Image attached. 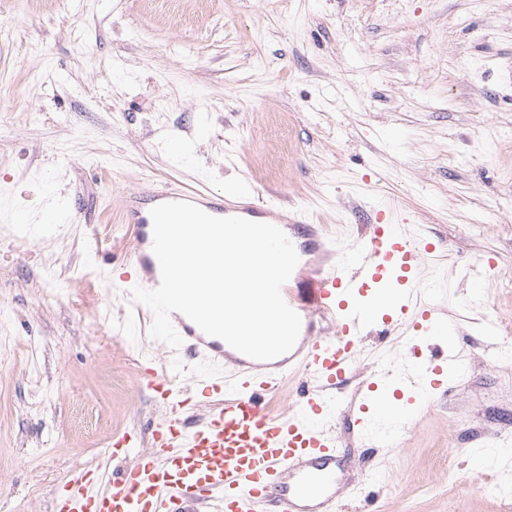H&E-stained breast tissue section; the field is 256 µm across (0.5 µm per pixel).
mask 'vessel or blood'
<instances>
[{"label":"vessel or blood","instance_id":"obj_1","mask_svg":"<svg viewBox=\"0 0 512 512\" xmlns=\"http://www.w3.org/2000/svg\"><path fill=\"white\" fill-rule=\"evenodd\" d=\"M172 201L293 230L304 239L298 255L324 252L333 263L304 288H283L301 330L292 351L268 361L239 353L173 313L171 322L199 368L194 390L175 398L177 375L144 365L143 383L169 410L151 449L139 451L134 435L113 434L109 457L126 460V467L109 477L99 468H80L71 487L55 495L53 512H260L264 506L269 512H334L339 436L328 426L333 410L326 393L350 375L361 334L380 323L412 340L442 339L444 348L431 362L410 353L399 382L383 375L369 380L349 427L364 428L372 413L406 427L427 406L430 389L464 370L454 325L442 318L436 297L422 290L421 268L437 242L407 233L378 208L346 254L326 226L283 212L257 192L167 184L121 199L132 238L127 287L159 286L150 209ZM327 317L335 325L330 333L317 326ZM292 375L320 382L323 391L306 394L292 410L274 412L267 398Z\"/></svg>","mask_w":512,"mask_h":512}]
</instances>
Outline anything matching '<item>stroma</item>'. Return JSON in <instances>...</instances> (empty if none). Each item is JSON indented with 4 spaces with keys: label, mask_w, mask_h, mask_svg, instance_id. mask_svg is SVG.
<instances>
[{
    "label": "stroma",
    "mask_w": 512,
    "mask_h": 512,
    "mask_svg": "<svg viewBox=\"0 0 512 512\" xmlns=\"http://www.w3.org/2000/svg\"><path fill=\"white\" fill-rule=\"evenodd\" d=\"M512 0H0V512H51L185 366L125 294L120 193L248 182L350 245L376 205L435 237L467 370L396 449L344 432L338 512H512ZM495 257L482 294L457 268ZM364 334L352 376L398 361Z\"/></svg>",
    "instance_id": "1"
}]
</instances>
